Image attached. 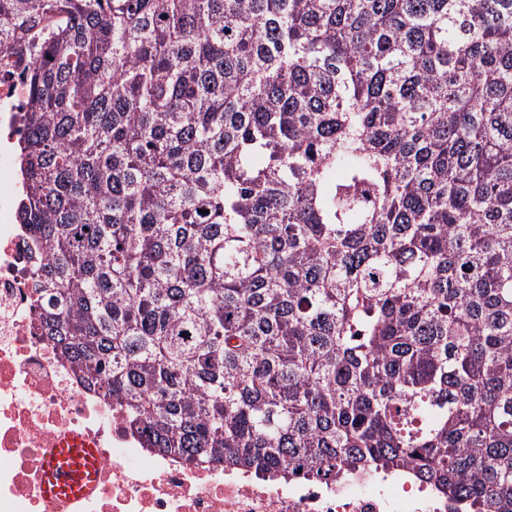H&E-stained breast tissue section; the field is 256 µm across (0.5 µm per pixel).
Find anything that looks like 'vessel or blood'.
Returning <instances> with one entry per match:
<instances>
[{"label":"vessel or blood","instance_id":"vessel-or-blood-1","mask_svg":"<svg viewBox=\"0 0 512 512\" xmlns=\"http://www.w3.org/2000/svg\"><path fill=\"white\" fill-rule=\"evenodd\" d=\"M100 457L95 443L84 436H61L48 456L40 488L48 499L76 500L95 487Z\"/></svg>","mask_w":512,"mask_h":512}]
</instances>
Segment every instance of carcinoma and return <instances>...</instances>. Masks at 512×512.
<instances>
[{
  "label": "carcinoma",
  "mask_w": 512,
  "mask_h": 512,
  "mask_svg": "<svg viewBox=\"0 0 512 512\" xmlns=\"http://www.w3.org/2000/svg\"><path fill=\"white\" fill-rule=\"evenodd\" d=\"M17 48L36 326L148 447L512 512V0H0Z\"/></svg>",
  "instance_id": "cac0c4a2"
}]
</instances>
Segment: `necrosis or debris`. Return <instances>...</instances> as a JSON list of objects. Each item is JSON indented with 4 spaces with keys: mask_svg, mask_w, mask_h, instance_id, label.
<instances>
[{
    "mask_svg": "<svg viewBox=\"0 0 512 512\" xmlns=\"http://www.w3.org/2000/svg\"><path fill=\"white\" fill-rule=\"evenodd\" d=\"M27 57L0 52V512H452L447 498L405 475L275 480L188 465L145 447L122 414L90 389L33 327L36 277L14 145L23 130ZM63 432L92 437L101 475L88 497L47 503L38 475Z\"/></svg>",
    "mask_w": 512,
    "mask_h": 512,
    "instance_id": "obj_1",
    "label": "necrosis or debris"
}]
</instances>
